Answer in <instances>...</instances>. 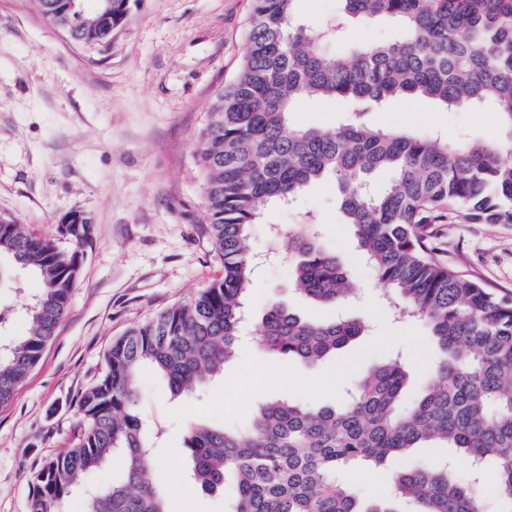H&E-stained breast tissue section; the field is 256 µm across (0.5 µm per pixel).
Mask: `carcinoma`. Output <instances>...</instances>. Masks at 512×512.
Segmentation results:
<instances>
[{
    "label": "carcinoma",
    "instance_id": "carcinoma-1",
    "mask_svg": "<svg viewBox=\"0 0 512 512\" xmlns=\"http://www.w3.org/2000/svg\"><path fill=\"white\" fill-rule=\"evenodd\" d=\"M296 0H253L248 51L237 79L214 104L198 140L207 233L224 274L188 302L162 311L113 340L106 370L77 400L75 440L37 474L29 512H175L150 479L152 443L136 408L135 380L150 366L173 396H190L224 376L241 338L253 286L249 228L272 206L309 185L337 184L343 223L386 289L398 318L426 324L438 351L417 403L397 411L407 382L399 359L375 363L340 407L264 402L246 431L187 424L190 478L203 491L231 482L230 512H483L481 499L450 468L390 479L368 503L336 481L338 469L426 443L469 457L475 480L489 478L512 512V300L497 297L438 258L437 225L512 224V0H339L340 11L313 29L295 17ZM356 20L389 22L387 41L355 42ZM81 44L103 46L112 33L94 15L74 23ZM401 98L446 111L487 105L496 138L449 140L376 127L368 115ZM302 100H336L351 118L329 130L290 125ZM391 175L381 192L376 174ZM72 248L61 252L0 217V283L20 268L40 291L25 304L28 334L0 355V406L38 362L67 314L79 264L94 239L92 217L58 226ZM288 235L297 289L334 304L351 288L345 267L320 240L317 222L270 225ZM358 321L317 324L284 304L269 306L255 334L263 349L316 363L363 335ZM118 456L122 479L92 487L90 475Z\"/></svg>",
    "mask_w": 512,
    "mask_h": 512
}]
</instances>
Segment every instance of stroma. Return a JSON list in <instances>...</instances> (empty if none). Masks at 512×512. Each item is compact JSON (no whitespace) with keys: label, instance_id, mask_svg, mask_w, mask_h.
<instances>
[{"label":"stroma","instance_id":"obj_1","mask_svg":"<svg viewBox=\"0 0 512 512\" xmlns=\"http://www.w3.org/2000/svg\"><path fill=\"white\" fill-rule=\"evenodd\" d=\"M252 0H132L112 42L73 43L45 18L37 0H0V215L70 250L58 222L80 210L94 220L70 307L38 363L0 407V512H28L37 471L79 434L76 399L105 369L112 341L155 313L190 300L223 274L206 233L203 178L196 145L217 94L232 82L247 52ZM340 104L302 102L296 127L331 128L345 120ZM383 128L488 139L494 112L441 110L400 99L372 113ZM320 224L323 243L347 269L355 288L340 306H318L295 289L288 240L272 241L273 224ZM442 258L498 295L512 297V224H442ZM252 247L277 249L280 261L257 266L249 320L284 303L318 321L360 319L369 329L336 357L307 366L269 355L244 328V341L223 378L202 398L172 399L165 379L144 368L135 382L140 408L164 434L155 443L152 479L176 512H224L232 483L205 493H180L189 461V421L246 428L272 398L306 406L342 404L345 390L373 364L401 355L409 381L401 399L411 407L430 379L434 345L415 321H396L381 305L376 274L360 255L336 209V186L309 187L289 206L271 209L250 228ZM40 288L29 273L0 288V345L25 335L22 304ZM268 380L255 391L253 369Z\"/></svg>","mask_w":512,"mask_h":512}]
</instances>
